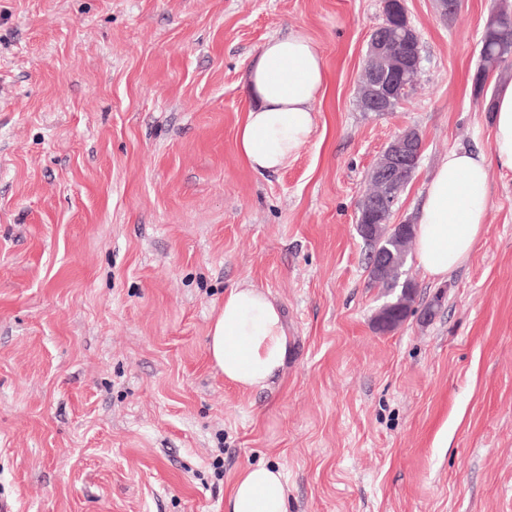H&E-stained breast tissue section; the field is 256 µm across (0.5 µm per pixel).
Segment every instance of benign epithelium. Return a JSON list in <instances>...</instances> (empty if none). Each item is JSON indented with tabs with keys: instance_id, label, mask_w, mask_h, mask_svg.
<instances>
[{
	"instance_id": "obj_1",
	"label": "benign epithelium",
	"mask_w": 512,
	"mask_h": 512,
	"mask_svg": "<svg viewBox=\"0 0 512 512\" xmlns=\"http://www.w3.org/2000/svg\"><path fill=\"white\" fill-rule=\"evenodd\" d=\"M418 43L416 32L406 34L400 48L382 34L370 35L359 81L361 88L371 84V93L361 101L364 111H391L392 104L408 89V81L418 79L421 73ZM421 154L422 139L414 129L404 130L388 142L371 172L370 188L363 197L365 207L357 219L360 233H367L370 224L391 223L394 208Z\"/></svg>"
}]
</instances>
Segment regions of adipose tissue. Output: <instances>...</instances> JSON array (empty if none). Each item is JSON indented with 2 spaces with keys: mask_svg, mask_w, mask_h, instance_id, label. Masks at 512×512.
I'll use <instances>...</instances> for the list:
<instances>
[{
  "mask_svg": "<svg viewBox=\"0 0 512 512\" xmlns=\"http://www.w3.org/2000/svg\"><path fill=\"white\" fill-rule=\"evenodd\" d=\"M245 88L251 106L237 130L238 152L256 171L278 170L316 126V104L327 91L318 45L299 32L266 39L250 62ZM491 123L490 154L451 148L425 185L414 235L416 259L432 280H447L462 267L483 235L490 167L512 172V83L494 101ZM207 349L225 381L248 391L268 388L287 354L280 308L256 286L230 289L211 322ZM226 509L288 512L284 472L245 467L229 487Z\"/></svg>",
  "mask_w": 512,
  "mask_h": 512,
  "instance_id": "1",
  "label": "adipose tissue"
}]
</instances>
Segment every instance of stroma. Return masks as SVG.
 <instances>
[{
	"instance_id": "35a3bbf8",
	"label": "stroma",
	"mask_w": 512,
	"mask_h": 512,
	"mask_svg": "<svg viewBox=\"0 0 512 512\" xmlns=\"http://www.w3.org/2000/svg\"><path fill=\"white\" fill-rule=\"evenodd\" d=\"M422 71L390 112L358 81L384 0H0V499L12 512H225L280 466L288 512H512V173L444 282L408 256L387 332L356 226L368 175L423 140L393 223L449 148L489 152L512 70L474 76L512 0H405ZM319 47L310 139L259 174L237 155L243 77L270 36ZM269 292L288 336L237 389L207 336L224 293ZM401 288H405L404 291H401L396 297V300L391 302L392 304L383 310V314L388 322L384 328L380 329V331H390L395 329L407 318L411 311V303L413 301L411 288H413V285L409 280H406L401 285Z\"/></svg>"
}]
</instances>
